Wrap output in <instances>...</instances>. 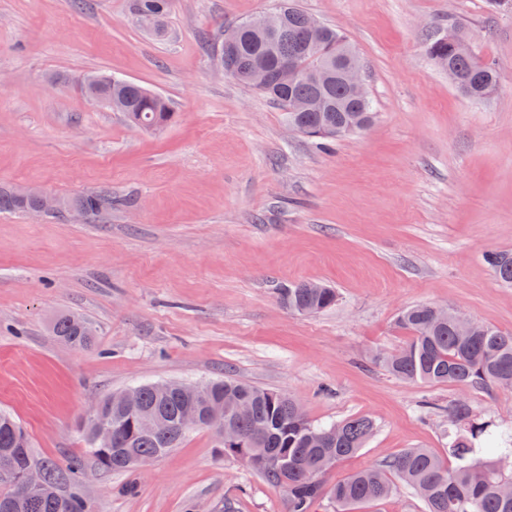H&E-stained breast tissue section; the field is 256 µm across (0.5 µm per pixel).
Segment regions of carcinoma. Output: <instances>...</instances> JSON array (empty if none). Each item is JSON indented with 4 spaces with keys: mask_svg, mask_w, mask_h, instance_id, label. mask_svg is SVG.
<instances>
[{
    "mask_svg": "<svg viewBox=\"0 0 512 512\" xmlns=\"http://www.w3.org/2000/svg\"><path fill=\"white\" fill-rule=\"evenodd\" d=\"M173 0H130L131 13L147 12L158 21L156 33L165 31ZM276 11L281 21L274 33L251 30L247 21L237 23L240 38L233 51L220 62L237 82L253 87L251 72L264 67L277 72L285 63L298 64L290 82L276 81L258 92L269 97L284 112L288 124L299 133L320 142L346 134L345 128L359 122L361 129L372 125L376 112L371 100H359L336 77V62H360L347 37L338 29L323 25L319 46L309 50L305 20L309 13L299 0H280ZM429 57L459 77L455 88L473 102L488 99L498 88L494 63L480 58L463 31H448L429 38ZM330 71L323 79L315 72L322 63ZM88 98H112V111L120 112L131 124L148 131H160L175 121L176 113L162 96L143 86L112 77L100 87L84 84ZM94 217L112 208V195L91 193L69 197ZM37 207L33 199L21 200L0 187V210L26 213ZM484 261L495 279L512 285V253L491 251ZM292 313L313 315L336 305V289L325 284L309 287L296 283L280 295ZM439 308L420 304L404 310L398 326L409 339L396 353L380 359L393 376L409 382L512 389V332L475 321L471 335L460 336L456 322L461 317ZM55 338L76 350L93 345L94 328L79 315L65 313L53 322ZM178 382L144 383L133 387L136 402L130 407L108 396L89 416L84 436L89 455L98 468L108 472L136 469L144 460L160 459L178 447L186 437L180 422L185 407L193 404L203 418L223 414L233 436L220 444V454L236 459L268 484L286 493L288 512H311L312 505L330 494L336 512H351L386 499L393 480L405 484L419 498L425 512H512V428H502L477 415L465 400L448 406V457L454 467L423 448H408L386 464L359 471L325 489V481L336 463L365 447L374 433L375 422L355 416L328 425L312 421L292 397L250 383L232 379L197 385L190 396ZM241 399L250 404L246 415L236 412ZM112 431V443L102 448L96 441L97 428ZM13 457L11 477L0 479V512H90L82 496L67 487L70 476L81 471L78 461L65 465L53 459H35L21 425L8 413L0 412V455ZM42 471V485L29 492L25 475L29 468Z\"/></svg>",
    "mask_w": 512,
    "mask_h": 512,
    "instance_id": "cac0c4a2",
    "label": "carcinoma"
}]
</instances>
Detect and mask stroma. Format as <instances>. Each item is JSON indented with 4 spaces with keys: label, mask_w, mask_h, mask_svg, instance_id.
<instances>
[{
    "label": "stroma",
    "mask_w": 512,
    "mask_h": 512,
    "mask_svg": "<svg viewBox=\"0 0 512 512\" xmlns=\"http://www.w3.org/2000/svg\"><path fill=\"white\" fill-rule=\"evenodd\" d=\"M344 32L377 117L322 145L216 65L225 27L274 0H176L164 36L129 0H0V187L112 194L95 220L0 212V410L35 457L80 461L92 512H287L285 496L195 430L127 473L96 469L91 406L147 382L234 378L292 396L316 422L373 418L372 439L327 484L407 448L444 456L450 404L512 426V390L407 383L379 356L403 347L418 304L512 332V286L484 261L512 251V9L486 0H301ZM456 25L500 80L474 104L427 55ZM107 71L165 97L176 121L151 134L91 103ZM300 281L335 288L334 308L290 313ZM75 312L95 344L50 332ZM137 481L134 495L122 493Z\"/></svg>",
    "instance_id": "1"
}]
</instances>
